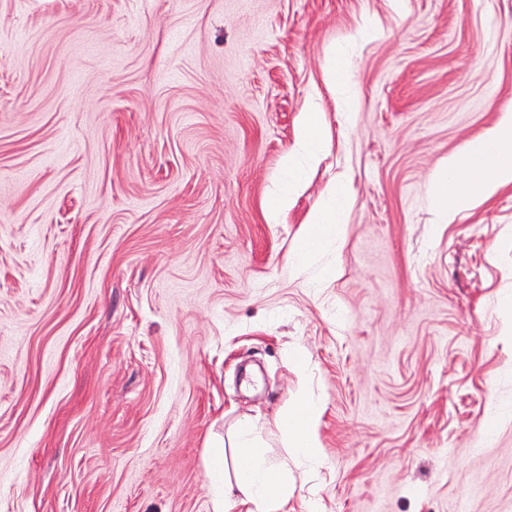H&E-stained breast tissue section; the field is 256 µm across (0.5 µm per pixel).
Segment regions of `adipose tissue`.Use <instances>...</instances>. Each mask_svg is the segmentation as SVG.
I'll return each mask as SVG.
<instances>
[{"instance_id":"adipose-tissue-1","label":"adipose tissue","mask_w":512,"mask_h":512,"mask_svg":"<svg viewBox=\"0 0 512 512\" xmlns=\"http://www.w3.org/2000/svg\"><path fill=\"white\" fill-rule=\"evenodd\" d=\"M323 127L317 113H308L295 147L283 166L289 183L271 198L268 217L278 220L286 212L297 181L296 166L317 157ZM512 183V113L503 112L487 134L470 141L435 178L432 198L448 216L468 210L476 196L488 195ZM322 409L301 402L275 416L279 431L294 454L311 457L319 448L318 425ZM234 474L224 480L225 503L242 504L247 512H282L289 497L280 467L269 458L265 443L247 424L234 431Z\"/></svg>"}]
</instances>
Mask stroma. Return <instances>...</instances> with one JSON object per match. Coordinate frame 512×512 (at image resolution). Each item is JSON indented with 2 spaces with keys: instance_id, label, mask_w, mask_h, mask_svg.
Here are the masks:
<instances>
[{
  "instance_id": "obj_1",
  "label": "stroma",
  "mask_w": 512,
  "mask_h": 512,
  "mask_svg": "<svg viewBox=\"0 0 512 512\" xmlns=\"http://www.w3.org/2000/svg\"><path fill=\"white\" fill-rule=\"evenodd\" d=\"M510 107L512 0H0V512H213L242 421L286 512H512V184L431 203ZM318 114L307 113L295 147L284 158L283 166L288 176V185L277 191L271 198L268 217L273 221H277L282 213L288 211V204L298 179L295 164L315 159L318 155L323 137V127ZM335 222V214L328 206H319L310 214L299 239L304 256L311 255L326 235L339 229L340 225ZM322 409L315 403L300 402L287 413H277L279 431L288 437V446L296 455L312 457L318 452V425Z\"/></svg>"
}]
</instances>
